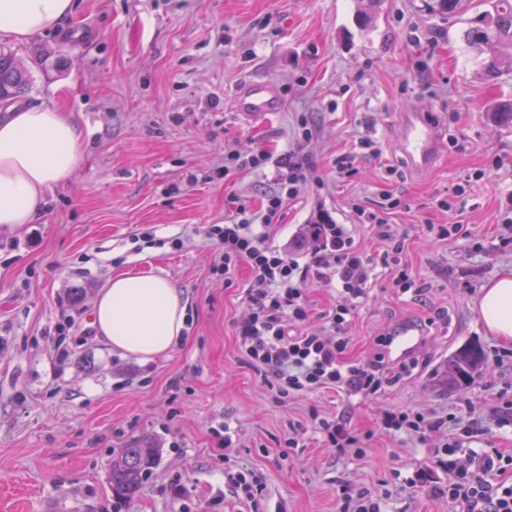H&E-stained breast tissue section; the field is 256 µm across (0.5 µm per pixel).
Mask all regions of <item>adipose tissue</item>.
I'll list each match as a JSON object with an SVG mask.
<instances>
[{
	"label": "adipose tissue",
	"mask_w": 512,
	"mask_h": 512,
	"mask_svg": "<svg viewBox=\"0 0 512 512\" xmlns=\"http://www.w3.org/2000/svg\"><path fill=\"white\" fill-rule=\"evenodd\" d=\"M75 0H0V37L25 41L57 30ZM86 132L74 117L49 104L7 107L0 117V232L41 217L45 193L69 181L81 158ZM480 311L495 335L512 339V271L483 290ZM187 307L169 280L123 273L97 297L92 322L113 350L148 362L183 337Z\"/></svg>",
	"instance_id": "1"
}]
</instances>
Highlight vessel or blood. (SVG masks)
Returning <instances> with one entry per match:
<instances>
[{
    "label": "vessel or blood",
    "instance_id": "obj_1",
    "mask_svg": "<svg viewBox=\"0 0 512 512\" xmlns=\"http://www.w3.org/2000/svg\"><path fill=\"white\" fill-rule=\"evenodd\" d=\"M237 111L251 121H262L280 111L281 104L271 84L262 81L246 82L238 91ZM402 133L399 149L412 170L420 175L432 170L440 159V137L435 123L424 113L400 114ZM421 325L406 322L396 327L382 345L388 360L400 363L410 359L423 343Z\"/></svg>",
    "mask_w": 512,
    "mask_h": 512
}]
</instances>
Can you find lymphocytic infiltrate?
Instances as JSON below:
<instances>
[{"label": "lymphocytic infiltrate", "mask_w": 512, "mask_h": 512, "mask_svg": "<svg viewBox=\"0 0 512 512\" xmlns=\"http://www.w3.org/2000/svg\"><path fill=\"white\" fill-rule=\"evenodd\" d=\"M308 169L309 161L301 153L281 159L275 165V188L266 197L260 224L231 219L224 225H210L206 233L217 246L221 270L228 273L244 263L251 271L245 290L250 312L237 326V341L276 398L330 389L371 395L384 381L381 362L361 365L344 358L351 315L372 281L371 259L354 246L344 225L327 221L304 225L294 239L292 248L307 247V263L293 258L292 249L268 243L272 222L288 200L298 196ZM312 278L335 287L339 295L336 307L323 313V324L316 331L308 327L311 313L305 295ZM444 424L443 418L411 410L390 411L383 418L388 432L420 438ZM479 432L478 420L469 419L436 448L432 466L404 478V486L430 487L447 498L455 512H512V484L502 480L507 466H512V456L471 448ZM436 469L447 475L445 484H434Z\"/></svg>", "instance_id": "lymphocytic-infiltrate-1"}]
</instances>
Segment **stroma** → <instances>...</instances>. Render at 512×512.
I'll return each instance as SVG.
<instances>
[{"label":"stroma","mask_w":512,"mask_h":512,"mask_svg":"<svg viewBox=\"0 0 512 512\" xmlns=\"http://www.w3.org/2000/svg\"><path fill=\"white\" fill-rule=\"evenodd\" d=\"M358 0H76L57 31L0 39L26 63L23 102L57 104L88 135L72 179L46 193L34 224L0 234V512H336V491L386 484L388 512H452L401 477L428 465L443 440L390 434L385 411L435 416L474 404L479 447L512 456V429L497 425L512 391V342L485 327L484 287L512 270V124L490 120L512 100V69L483 73L467 30L496 21L498 0H379L373 21ZM264 80L280 112L252 123L234 109L241 83ZM438 119L441 158L414 177L400 151L398 117ZM373 141L376 155L360 148ZM273 160L299 150L312 168L270 231L278 247L299 225L329 216L375 263L348 327V361L365 364L399 321L425 339L414 364L372 395L324 391L274 399L238 349L251 272H215L208 225L245 207L258 213L273 168H224V149ZM354 156L337 175L335 160ZM470 183L464 199L453 188ZM382 212L404 243L400 264L415 290L393 285L385 245L358 209ZM426 224H461L465 238L424 236ZM155 274L183 293L189 329L149 362L121 356L98 336L92 307L113 274ZM475 347L485 366L455 385L443 368ZM345 418L368 434L364 458L337 456L311 418ZM230 424L234 448L212 430ZM298 447H288L293 429ZM146 442L158 454L136 495L117 501L109 466ZM263 488L234 496L225 471Z\"/></svg>","instance_id":"1"}]
</instances>
